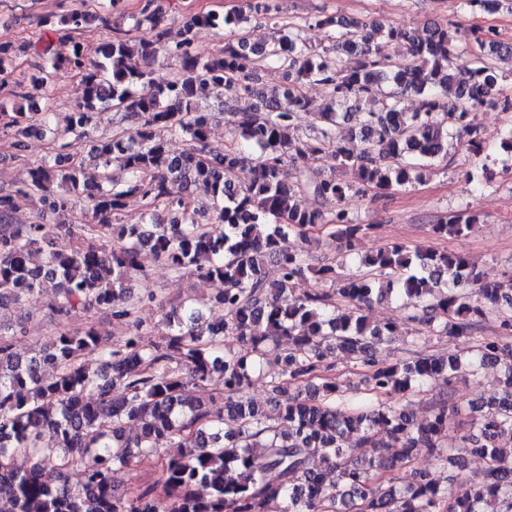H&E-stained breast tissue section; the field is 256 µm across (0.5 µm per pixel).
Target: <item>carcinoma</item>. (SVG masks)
Segmentation results:
<instances>
[{
  "instance_id": "1",
  "label": "carcinoma",
  "mask_w": 512,
  "mask_h": 512,
  "mask_svg": "<svg viewBox=\"0 0 512 512\" xmlns=\"http://www.w3.org/2000/svg\"><path fill=\"white\" fill-rule=\"evenodd\" d=\"M153 3L144 0L133 17V28L148 29V36L107 40L96 60L77 40L63 57L37 48L30 89L17 94L27 105L7 112L0 102V133L18 149L48 133L62 141L88 138L94 115L110 108L141 120L137 141L101 136L86 159L66 152L63 142L53 159L31 164L27 179L0 194V512H512V276L490 280L460 253L400 244L361 255L356 241L374 225L355 223L344 206L351 193L388 195L420 180L423 162L447 154L450 125L471 155H482L484 140L469 111L494 104L505 78L484 57L512 62V47L493 29L478 28L471 32L475 61L461 64L457 27L437 23L421 36L403 25L325 16L319 24L329 29L331 44L316 52L302 45L296 25H286L288 33L272 44L241 32L254 15L277 18L276 0H245L222 18L189 13L175 32ZM96 20L106 23L82 0L42 24L76 33ZM202 26L240 32L201 60L192 46ZM378 35L404 44L407 57L380 56ZM161 54L179 69L155 88L149 65ZM14 57L0 44V89L13 82ZM264 62L285 67L288 83L259 109L249 99L256 65ZM57 69L79 78L62 130L49 127L47 108L35 102ZM309 79L325 86L329 104L314 113L315 137L292 138L290 130L309 111L300 92ZM201 86L235 92L222 102L232 128L222 147L210 141L213 114L195 105ZM409 95L421 97L412 114L399 107ZM366 99L379 107L362 112L357 135L364 147L356 152L349 142L357 135L340 128ZM157 127L187 148L170 153ZM328 148L351 179L313 169ZM197 191L212 201L213 219L191 209ZM302 191L315 207H301ZM34 192L58 217L72 209L74 197L87 199L84 221L13 223L14 197ZM133 196L146 201L148 221L118 223ZM160 210L177 218L167 221ZM472 220L448 212L430 232L457 238ZM214 222L223 233L212 229ZM319 224L334 226L341 250L361 273L343 275L335 262L316 263L294 244ZM149 260L222 282L210 302L224 319L204 324L202 307L184 301L164 313L162 342L144 345L136 312L156 297L132 292L130 282L147 275ZM267 260L278 267L274 281L265 277ZM309 275L330 288L295 294L294 285ZM48 282L56 288L51 338L21 356L14 339L24 324L8 313ZM391 297L404 303L423 334L464 339L472 371L504 365V395L461 411L453 399L459 353L417 351L380 361L378 346L398 329L372 323L364 310L375 298ZM92 309L112 312L125 334L118 348L99 350L91 323L70 325ZM489 311L500 318L499 331L482 335ZM233 340L250 353L231 350ZM335 351L366 370L373 399L347 397L328 364ZM94 352L100 366L93 371L82 358ZM266 366L277 369L269 381L275 398L258 404L244 390ZM215 378L224 405L214 411L197 392ZM437 379L448 391L435 397L426 417L390 402ZM354 436L370 454H350ZM420 448L436 454L445 470L461 467L464 453L487 467L461 492L452 489L457 474L400 476ZM21 451L31 458L25 470L13 465ZM152 458L161 460L160 488L128 492L122 473ZM47 468L57 484L42 480ZM74 468L81 475L76 486L68 481Z\"/></svg>"
}]
</instances>
